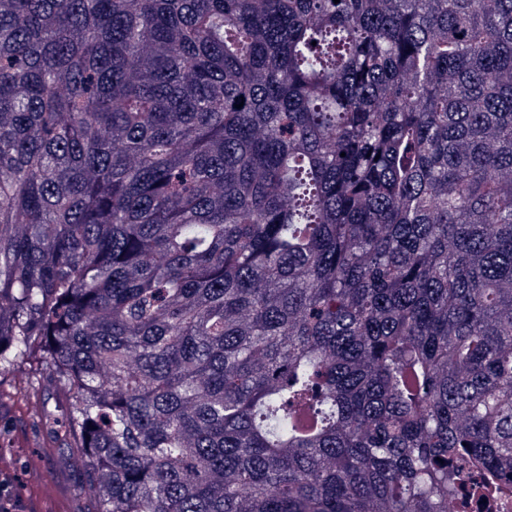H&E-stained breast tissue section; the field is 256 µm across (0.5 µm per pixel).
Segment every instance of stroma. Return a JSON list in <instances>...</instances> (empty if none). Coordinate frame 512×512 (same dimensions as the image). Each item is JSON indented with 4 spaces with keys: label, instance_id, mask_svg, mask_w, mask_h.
I'll return each instance as SVG.
<instances>
[{
    "label": "stroma",
    "instance_id": "obj_1",
    "mask_svg": "<svg viewBox=\"0 0 512 512\" xmlns=\"http://www.w3.org/2000/svg\"><path fill=\"white\" fill-rule=\"evenodd\" d=\"M0 392L10 396L0 404V448L8 451L0 475L9 479L5 494L12 512H35L38 502L48 504L49 512H91L93 504L81 489L93 476L65 432L71 406L56 381L43 376L37 390L27 392L18 375L5 373L0 375ZM37 463L49 472L41 485L27 479L30 466Z\"/></svg>",
    "mask_w": 512,
    "mask_h": 512
}]
</instances>
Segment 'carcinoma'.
<instances>
[{"instance_id": "obj_1", "label": "carcinoma", "mask_w": 512, "mask_h": 512, "mask_svg": "<svg viewBox=\"0 0 512 512\" xmlns=\"http://www.w3.org/2000/svg\"><path fill=\"white\" fill-rule=\"evenodd\" d=\"M14 370L95 512L512 490V0H0Z\"/></svg>"}]
</instances>
